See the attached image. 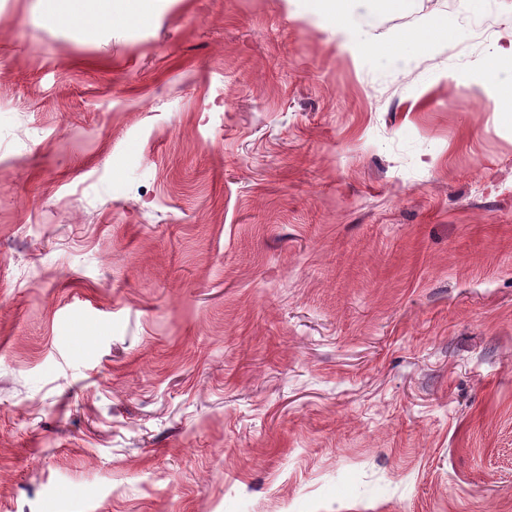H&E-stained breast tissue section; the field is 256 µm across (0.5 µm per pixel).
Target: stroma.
Instances as JSON below:
<instances>
[{"mask_svg": "<svg viewBox=\"0 0 512 512\" xmlns=\"http://www.w3.org/2000/svg\"><path fill=\"white\" fill-rule=\"evenodd\" d=\"M38 5L0 0V512H512V0ZM121 0H97L94 8L85 14L75 13L72 16L66 14L60 0H42L40 2L41 20L48 25L56 24L59 21H74L88 31H94L100 27L112 25L116 19L115 2Z\"/></svg>", "mask_w": 512, "mask_h": 512, "instance_id": "stroma-1", "label": "stroma"}]
</instances>
